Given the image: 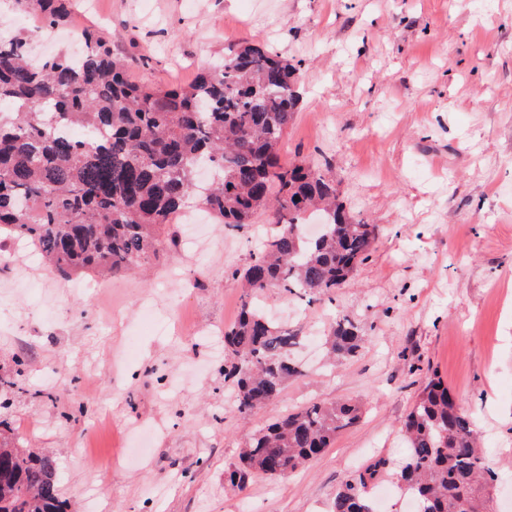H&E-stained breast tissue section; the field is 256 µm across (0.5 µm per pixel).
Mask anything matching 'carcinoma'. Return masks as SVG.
<instances>
[{
    "label": "carcinoma",
    "mask_w": 512,
    "mask_h": 512,
    "mask_svg": "<svg viewBox=\"0 0 512 512\" xmlns=\"http://www.w3.org/2000/svg\"><path fill=\"white\" fill-rule=\"evenodd\" d=\"M54 28L72 0H12ZM78 59L29 57L23 34L0 35V236L25 239L62 279L143 270L169 246L166 225L194 196L221 224L244 229L261 211L272 227L241 270L236 321L224 328V381L247 417L303 378L290 351L303 336L270 320L254 298L270 288L313 302L346 284L368 257L377 225L347 215L322 167L283 162L282 139L300 104L299 68L246 42L224 53L189 86L127 79L122 60L96 33L81 31ZM88 132L77 139L58 130ZM318 213L322 230L305 234ZM326 342L352 357L364 336L337 316ZM355 402H314L254 434L227 481L244 489L253 474L279 477L311 463L358 425ZM400 429L407 442L398 487L419 512H492L496 473L470 412L435 374ZM0 419V512H68L52 459L18 447ZM392 469L377 458L348 479L329 512H374L370 487Z\"/></svg>",
    "instance_id": "obj_1"
}]
</instances>
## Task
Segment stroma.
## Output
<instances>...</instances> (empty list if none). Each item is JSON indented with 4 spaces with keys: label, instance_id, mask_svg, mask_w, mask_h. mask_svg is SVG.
Returning a JSON list of instances; mask_svg holds the SVG:
<instances>
[{
    "label": "stroma",
    "instance_id": "35a3bbf8",
    "mask_svg": "<svg viewBox=\"0 0 512 512\" xmlns=\"http://www.w3.org/2000/svg\"><path fill=\"white\" fill-rule=\"evenodd\" d=\"M132 80L189 85L228 48L259 42L300 67L301 101L280 159L327 164L347 211L378 229L370 257L331 299L258 297L311 342L258 413L238 414L211 331L232 324L231 276L266 232L168 229L148 276L65 281L0 251V376L24 375L7 416L49 452L61 496L83 512H328L372 458L401 461L397 429L427 374L470 410L499 464L495 512H512V0H74ZM365 343L331 363L318 329L334 314ZM366 412L311 467L227 485L250 437L314 401Z\"/></svg>",
    "mask_w": 512,
    "mask_h": 512
}]
</instances>
